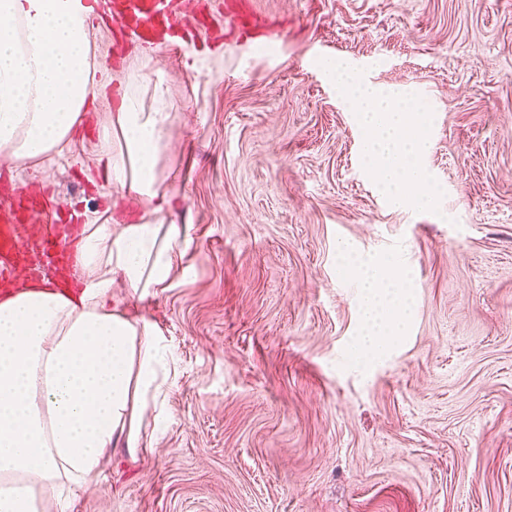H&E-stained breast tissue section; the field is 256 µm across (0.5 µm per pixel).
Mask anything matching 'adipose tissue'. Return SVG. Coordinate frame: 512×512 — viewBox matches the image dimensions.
<instances>
[{"instance_id":"1","label":"adipose tissue","mask_w":512,"mask_h":512,"mask_svg":"<svg viewBox=\"0 0 512 512\" xmlns=\"http://www.w3.org/2000/svg\"><path fill=\"white\" fill-rule=\"evenodd\" d=\"M90 10L87 0H0V156L37 163L70 148L97 93ZM322 67L366 130L377 184L394 203L430 207L435 192L420 163L429 149L426 113L362 83L341 61ZM170 125L164 99L144 112L136 97H123L103 125L99 156L117 191L156 197ZM188 245L176 224H88L78 243L77 298L31 284L0 302V512H63L66 499L98 488L113 447L133 458L147 453L143 421L161 422L177 367L163 332L124 301L166 287ZM344 270L363 290L354 348L382 358L412 318L404 274L350 256Z\"/></svg>"}]
</instances>
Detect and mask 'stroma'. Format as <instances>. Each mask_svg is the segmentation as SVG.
<instances>
[{
	"label": "stroma",
	"instance_id": "obj_1",
	"mask_svg": "<svg viewBox=\"0 0 512 512\" xmlns=\"http://www.w3.org/2000/svg\"><path fill=\"white\" fill-rule=\"evenodd\" d=\"M240 32L106 56L71 150L14 180L87 222L151 218L98 167L113 87L167 92L158 216L190 245L139 302L179 366L147 455L115 449L69 512H512V0H251ZM408 92L429 117L433 207L394 206L366 133L321 63ZM394 262L414 317L391 354L354 360L359 283L339 253Z\"/></svg>",
	"mask_w": 512,
	"mask_h": 512
}]
</instances>
